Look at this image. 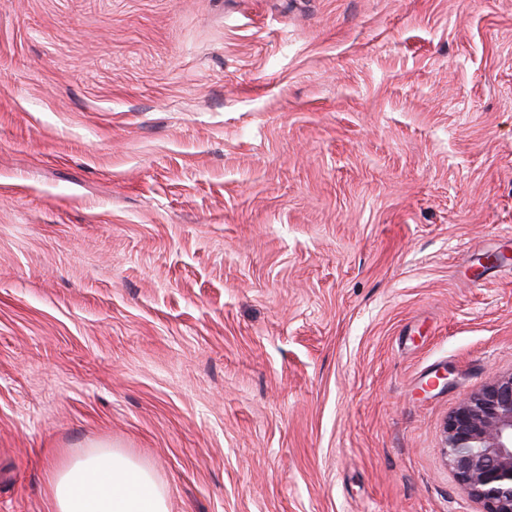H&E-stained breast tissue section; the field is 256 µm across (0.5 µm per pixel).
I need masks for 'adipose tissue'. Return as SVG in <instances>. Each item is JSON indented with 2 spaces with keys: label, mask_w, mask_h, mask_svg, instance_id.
I'll list each match as a JSON object with an SVG mask.
<instances>
[{
  "label": "adipose tissue",
  "mask_w": 512,
  "mask_h": 512,
  "mask_svg": "<svg viewBox=\"0 0 512 512\" xmlns=\"http://www.w3.org/2000/svg\"><path fill=\"white\" fill-rule=\"evenodd\" d=\"M46 490L53 512H169L154 471L106 444L49 471Z\"/></svg>",
  "instance_id": "1"
}]
</instances>
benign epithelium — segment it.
Returning a JSON list of instances; mask_svg holds the SVG:
<instances>
[{"label":"benign epithelium","instance_id":"1","mask_svg":"<svg viewBox=\"0 0 512 512\" xmlns=\"http://www.w3.org/2000/svg\"><path fill=\"white\" fill-rule=\"evenodd\" d=\"M442 450L461 494L483 512H512V373L460 400L445 422Z\"/></svg>","mask_w":512,"mask_h":512}]
</instances>
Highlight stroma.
I'll list each match as a JSON object with an SVG mask.
<instances>
[{"instance_id":"obj_1","label":"stroma","mask_w":512,"mask_h":512,"mask_svg":"<svg viewBox=\"0 0 512 512\" xmlns=\"http://www.w3.org/2000/svg\"><path fill=\"white\" fill-rule=\"evenodd\" d=\"M511 371L512 0H0V512H482ZM442 437L460 493L483 512H512V373L465 395ZM93 448L49 471L53 512H169L166 488L150 467L120 448Z\"/></svg>"}]
</instances>
